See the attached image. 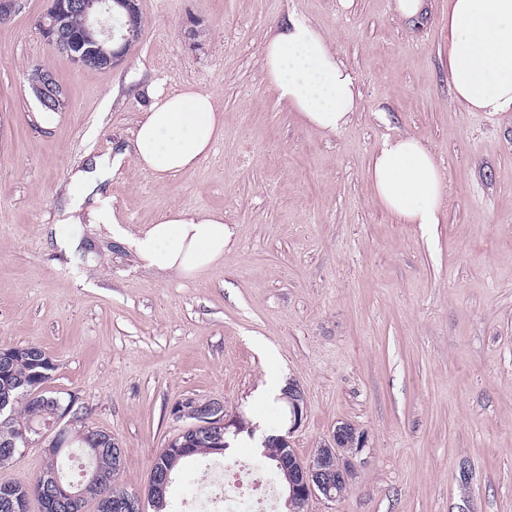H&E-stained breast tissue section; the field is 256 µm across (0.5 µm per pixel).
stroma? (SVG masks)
<instances>
[{"mask_svg": "<svg viewBox=\"0 0 512 512\" xmlns=\"http://www.w3.org/2000/svg\"><path fill=\"white\" fill-rule=\"evenodd\" d=\"M47 4L0 22V345L52 357L49 389L121 444L123 486L145 492L183 399L276 426L280 403L259 391L278 375L304 393L302 460L339 423L368 435L343 495L307 512H512V121L452 104L448 0L413 24L393 0H138L142 36L106 69L47 44ZM292 14L358 79L361 109L331 138L261 70ZM35 66L66 93L50 128ZM157 79L216 93L224 137L195 171L159 184L127 163L103 194L128 225L223 212L224 267L196 280L139 268L96 224L75 255L53 241L69 171L129 147ZM396 133L425 140L447 176V216L426 231L372 200L369 155ZM199 467L181 465L171 512L199 502Z\"/></svg>", "mask_w": 512, "mask_h": 512, "instance_id": "obj_1", "label": "stroma"}]
</instances>
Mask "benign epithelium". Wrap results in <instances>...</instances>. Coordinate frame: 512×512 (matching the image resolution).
<instances>
[{"mask_svg": "<svg viewBox=\"0 0 512 512\" xmlns=\"http://www.w3.org/2000/svg\"><path fill=\"white\" fill-rule=\"evenodd\" d=\"M73 9L82 11L85 18V37L89 43L81 54L74 56L75 63L81 67L92 64L104 65L109 68L124 61L121 56H112L103 49V43L112 40V29L107 20L94 11L93 0H57L52 11V22L41 25V31L46 41L60 52L69 49L68 40L61 37V29L65 18ZM40 104L53 102L61 107L64 104L63 89L57 85L54 75L46 73L44 83L36 90ZM283 399L290 405L291 414L288 417L287 435L300 427L304 418L305 397L301 389L290 388L283 394ZM74 403L60 408L56 427L60 431L82 426V430L92 441L102 440L104 431L92 428L81 416L73 411ZM173 418L185 422L181 434L189 432H223L233 426V420L224 416V403L219 400L200 401L187 398L178 401L171 409ZM368 437L363 431H358L351 425L343 423L336 426L330 436V443L319 449L310 462H299L296 468V478L290 483L289 500L308 505L314 497L326 500L336 499L335 489L338 481L348 480L353 473V459L367 447ZM40 487L43 496L50 499L52 506L57 509H67L77 495L63 489L59 480L50 473L40 477ZM107 512H143V498L140 495L121 499H109L103 504Z\"/></svg>", "mask_w": 512, "mask_h": 512, "instance_id": "obj_1", "label": "benign epithelium"}]
</instances>
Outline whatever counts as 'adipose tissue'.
<instances>
[{
    "mask_svg": "<svg viewBox=\"0 0 512 512\" xmlns=\"http://www.w3.org/2000/svg\"><path fill=\"white\" fill-rule=\"evenodd\" d=\"M261 69L268 86L305 125L331 137L360 109L357 77L333 40L291 15L266 41ZM448 84L452 101L469 112L512 118V0H448ZM149 105L132 131L129 155L103 156L94 168L71 171L77 206L128 244L140 267L197 279L224 264L223 213L169 209L154 223L120 225L109 203L94 195L131 159L156 182L198 168L224 136V109L215 93L164 80L146 89ZM373 199L398 223L428 227L445 216L446 177L432 149L408 135L383 137L368 159Z\"/></svg>",
    "mask_w": 512,
    "mask_h": 512,
    "instance_id": "1",
    "label": "adipose tissue"
}]
</instances>
